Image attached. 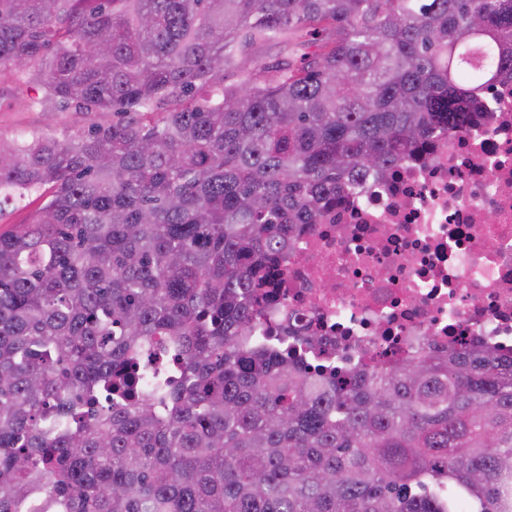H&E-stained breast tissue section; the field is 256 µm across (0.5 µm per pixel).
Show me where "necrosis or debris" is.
Wrapping results in <instances>:
<instances>
[{
    "label": "necrosis or debris",
    "instance_id": "1",
    "mask_svg": "<svg viewBox=\"0 0 512 512\" xmlns=\"http://www.w3.org/2000/svg\"><path fill=\"white\" fill-rule=\"evenodd\" d=\"M480 97L465 133L430 137L302 225L259 291L265 339H314L307 364L340 375L422 348L512 357V76Z\"/></svg>",
    "mask_w": 512,
    "mask_h": 512
}]
</instances>
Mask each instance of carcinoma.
<instances>
[{"label": "carcinoma", "instance_id": "obj_1", "mask_svg": "<svg viewBox=\"0 0 512 512\" xmlns=\"http://www.w3.org/2000/svg\"><path fill=\"white\" fill-rule=\"evenodd\" d=\"M509 71L512 0H0L23 105L122 116L0 136V211L42 200L0 231V512H512V360L252 341L297 226ZM34 200V197H25L24 199L14 202L3 211L0 220V229L8 230L13 224H20L27 221L40 201Z\"/></svg>", "mask_w": 512, "mask_h": 512}]
</instances>
